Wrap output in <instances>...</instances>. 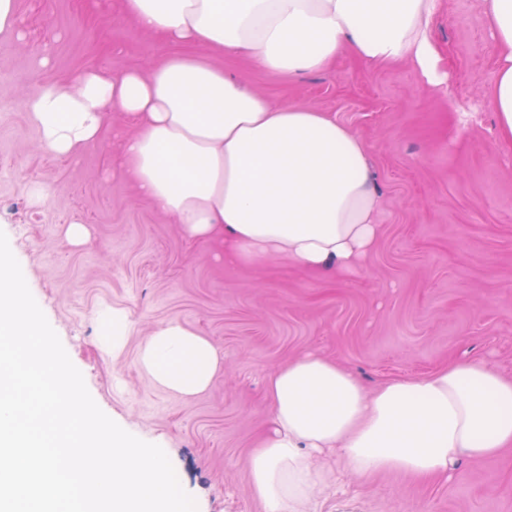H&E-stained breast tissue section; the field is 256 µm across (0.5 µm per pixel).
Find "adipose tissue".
<instances>
[{"label": "adipose tissue", "mask_w": 512, "mask_h": 512, "mask_svg": "<svg viewBox=\"0 0 512 512\" xmlns=\"http://www.w3.org/2000/svg\"><path fill=\"white\" fill-rule=\"evenodd\" d=\"M122 13L170 46L150 71L85 72L45 84L28 118L42 149L73 158L101 141L110 113L130 125L121 172L192 241L225 260L283 259L313 275L340 274L372 249L379 226L368 149L310 106L280 107L224 73V57L276 75L318 72L341 53L372 67L408 61L438 84L428 27L436 0H120ZM498 46L488 96L512 142V0H487ZM137 361L183 399L222 367L212 342L178 323L159 327ZM273 428L252 449L247 479L267 512H307L331 481L314 453H339L362 477L399 471L447 478L461 459L512 447V376L482 361L450 363L369 389L335 361L305 354L266 377Z\"/></svg>", "instance_id": "1"}]
</instances>
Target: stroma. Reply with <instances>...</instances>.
Here are the masks:
<instances>
[{
  "mask_svg": "<svg viewBox=\"0 0 512 512\" xmlns=\"http://www.w3.org/2000/svg\"><path fill=\"white\" fill-rule=\"evenodd\" d=\"M18 0L22 37L0 34V231L26 283L100 409L169 457L197 512H265L246 480L251 449L272 427L265 378L304 353L335 359L366 386L481 360L512 374V143L487 91L498 48L485 0H437L430 21L440 86L404 61L370 68L349 54L326 70L273 75L225 58L224 72L278 106L331 113L369 148L380 235L358 273L319 277L279 260L225 262L187 240L120 172L119 135L76 158L42 150L27 104L42 85L93 68L148 69L170 51L118 6ZM456 76L484 125L458 124L444 85ZM50 190L36 200L34 185ZM89 240L69 244L68 224ZM127 315L120 356L99 345L104 307ZM179 323L224 354L210 388L184 401L137 364L159 326ZM334 483L314 512H512V449L458 463L448 486L398 473L353 477L318 456Z\"/></svg>",
  "mask_w": 512,
  "mask_h": 512,
  "instance_id": "obj_1",
  "label": "stroma"
}]
</instances>
